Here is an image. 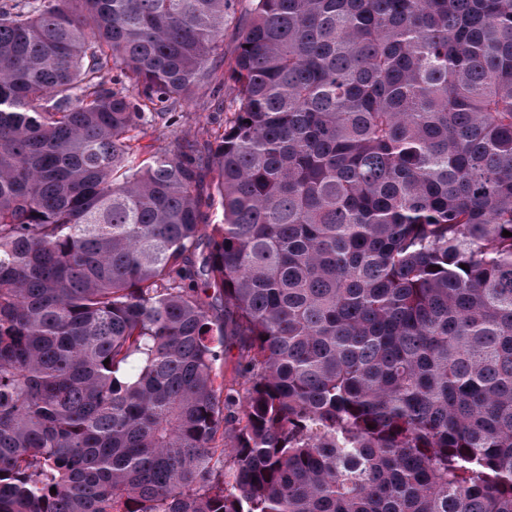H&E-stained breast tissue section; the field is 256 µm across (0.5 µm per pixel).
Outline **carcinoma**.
I'll use <instances>...</instances> for the list:
<instances>
[{
    "label": "carcinoma",
    "mask_w": 512,
    "mask_h": 512,
    "mask_svg": "<svg viewBox=\"0 0 512 512\" xmlns=\"http://www.w3.org/2000/svg\"><path fill=\"white\" fill-rule=\"evenodd\" d=\"M233 4L0 0V512H512V0ZM231 12L234 13L235 19L224 30V50H219V53L224 51V76H228L227 70L232 62L234 49L238 39L240 24L247 18L251 2L250 0H235ZM226 72V73H225ZM214 98L207 85L201 86L188 102L177 106L170 124L148 127L140 144L150 146L149 150H162L172 147L177 139L201 145L213 141L224 128V112L215 110Z\"/></svg>",
    "instance_id": "1"
}]
</instances>
